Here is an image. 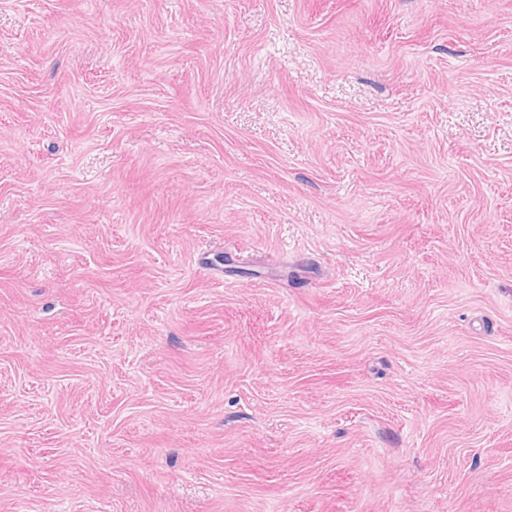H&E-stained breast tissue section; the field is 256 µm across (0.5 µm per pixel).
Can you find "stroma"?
<instances>
[{
  "mask_svg": "<svg viewBox=\"0 0 512 512\" xmlns=\"http://www.w3.org/2000/svg\"><path fill=\"white\" fill-rule=\"evenodd\" d=\"M0 512H512V0H0Z\"/></svg>",
  "mask_w": 512,
  "mask_h": 512,
  "instance_id": "obj_1",
  "label": "stroma"
}]
</instances>
